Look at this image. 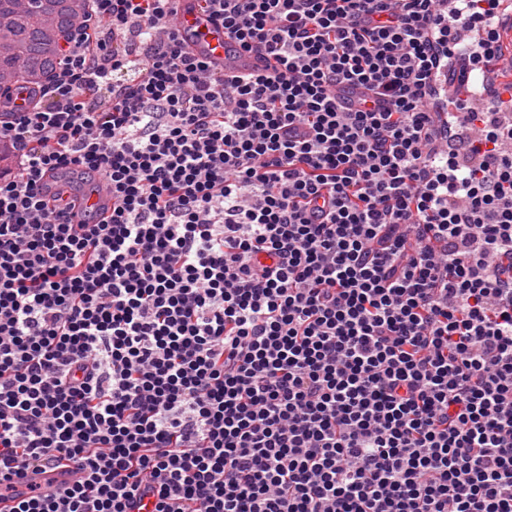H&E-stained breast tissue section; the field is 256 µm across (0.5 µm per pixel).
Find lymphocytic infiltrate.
<instances>
[{"instance_id":"obj_1","label":"lymphocytic infiltrate","mask_w":512,"mask_h":512,"mask_svg":"<svg viewBox=\"0 0 512 512\" xmlns=\"http://www.w3.org/2000/svg\"><path fill=\"white\" fill-rule=\"evenodd\" d=\"M173 2L89 0L36 104L0 116V498L512 512L498 0H209L270 61L228 78ZM458 23L507 98L436 114ZM56 169L99 173L110 220L48 204ZM56 460L61 487L34 481Z\"/></svg>"}]
</instances>
